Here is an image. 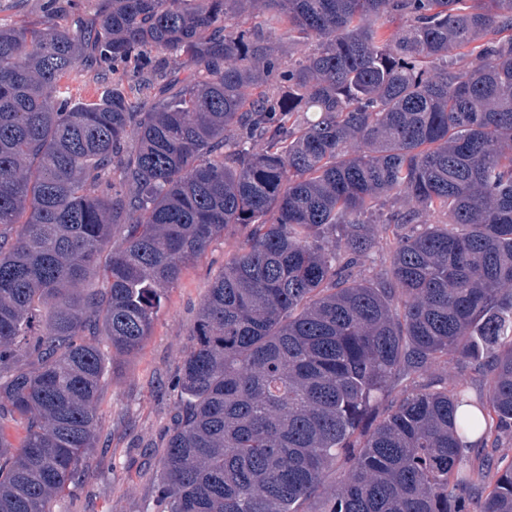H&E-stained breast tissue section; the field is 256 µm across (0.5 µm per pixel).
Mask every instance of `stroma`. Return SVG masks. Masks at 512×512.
Masks as SVG:
<instances>
[{"instance_id":"stroma-1","label":"stroma","mask_w":512,"mask_h":512,"mask_svg":"<svg viewBox=\"0 0 512 512\" xmlns=\"http://www.w3.org/2000/svg\"><path fill=\"white\" fill-rule=\"evenodd\" d=\"M246 234L242 226H228L183 268L142 348L108 376L98 403L101 430L96 454L112 470L91 473L82 485L65 490L57 497L54 512H153L154 476L196 315L207 288Z\"/></svg>"}]
</instances>
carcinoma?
<instances>
[{
	"mask_svg": "<svg viewBox=\"0 0 512 512\" xmlns=\"http://www.w3.org/2000/svg\"><path fill=\"white\" fill-rule=\"evenodd\" d=\"M71 2L0 23V420L25 423L17 446L0 425V512L83 482L96 337L135 354L231 224L247 238L194 324L155 512H512V460L468 464L473 430L512 439V0H112L77 27ZM255 9L312 51L228 23ZM132 60L136 87L56 99ZM376 224L415 228L374 281ZM441 362L486 370L485 401L423 381ZM101 74L99 68L75 72L67 80H64L63 89L60 84V91L63 90V95L70 98V104L96 99L106 87L112 85V74H109V83L102 81Z\"/></svg>",
	"mask_w": 512,
	"mask_h": 512,
	"instance_id": "carcinoma-1",
	"label": "carcinoma"
}]
</instances>
